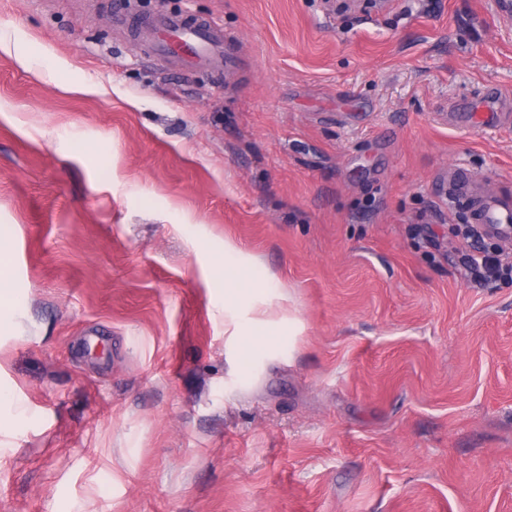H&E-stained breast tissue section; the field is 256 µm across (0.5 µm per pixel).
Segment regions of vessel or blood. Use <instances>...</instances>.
I'll list each match as a JSON object with an SVG mask.
<instances>
[{
  "instance_id": "1",
  "label": "vessel or blood",
  "mask_w": 512,
  "mask_h": 512,
  "mask_svg": "<svg viewBox=\"0 0 512 512\" xmlns=\"http://www.w3.org/2000/svg\"><path fill=\"white\" fill-rule=\"evenodd\" d=\"M137 43L148 57L177 61L183 69L232 70L236 59L226 48L223 28L213 21L188 20L160 12L136 21ZM448 197L466 203L470 221L481 232L512 239V195L489 189L485 180L458 171L449 172L442 183Z\"/></svg>"
}]
</instances>
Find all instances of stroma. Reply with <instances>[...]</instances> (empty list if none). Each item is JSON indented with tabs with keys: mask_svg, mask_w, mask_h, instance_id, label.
<instances>
[{
	"mask_svg": "<svg viewBox=\"0 0 512 512\" xmlns=\"http://www.w3.org/2000/svg\"><path fill=\"white\" fill-rule=\"evenodd\" d=\"M132 7L238 69L147 58L114 0H0V512H512V280L465 276L440 193L512 195V12ZM228 241L273 282L232 307Z\"/></svg>",
	"mask_w": 512,
	"mask_h": 512,
	"instance_id": "obj_1",
	"label": "stroma"
}]
</instances>
